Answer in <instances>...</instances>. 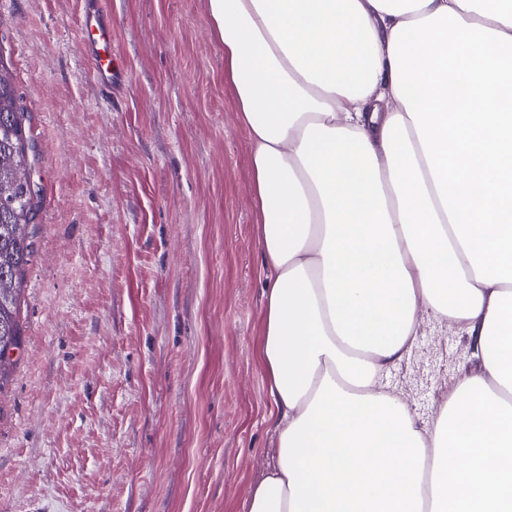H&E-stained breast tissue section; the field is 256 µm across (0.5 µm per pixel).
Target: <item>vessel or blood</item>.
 <instances>
[{
    "instance_id": "obj_1",
    "label": "vessel or blood",
    "mask_w": 512,
    "mask_h": 512,
    "mask_svg": "<svg viewBox=\"0 0 512 512\" xmlns=\"http://www.w3.org/2000/svg\"><path fill=\"white\" fill-rule=\"evenodd\" d=\"M77 29L96 84L103 90H111L117 75L113 67L117 50L112 41V16L106 0H84Z\"/></svg>"
}]
</instances>
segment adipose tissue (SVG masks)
<instances>
[{"instance_id":"1","label":"adipose tissue","mask_w":512,"mask_h":512,"mask_svg":"<svg viewBox=\"0 0 512 512\" xmlns=\"http://www.w3.org/2000/svg\"><path fill=\"white\" fill-rule=\"evenodd\" d=\"M250 144L278 458L248 512H512V0H207ZM478 364L434 424L421 315ZM474 364L466 334L448 321L439 323L424 316L415 345L387 381L423 426L437 415L454 377Z\"/></svg>"}]
</instances>
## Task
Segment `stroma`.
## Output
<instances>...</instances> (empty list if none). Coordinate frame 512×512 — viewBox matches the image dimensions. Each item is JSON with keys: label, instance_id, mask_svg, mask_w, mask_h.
Masks as SVG:
<instances>
[{"label": "stroma", "instance_id": "obj_1", "mask_svg": "<svg viewBox=\"0 0 512 512\" xmlns=\"http://www.w3.org/2000/svg\"><path fill=\"white\" fill-rule=\"evenodd\" d=\"M81 2L0 0L42 195L0 393V512H247L277 444L224 48L207 0H107L124 66L107 96ZM473 365L466 334L427 318L388 382L422 425Z\"/></svg>", "mask_w": 512, "mask_h": 512}]
</instances>
